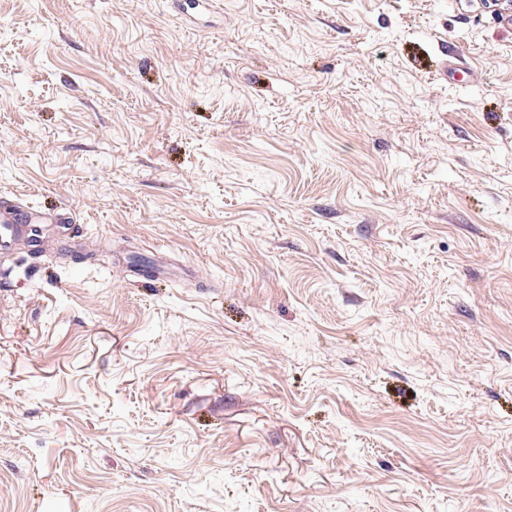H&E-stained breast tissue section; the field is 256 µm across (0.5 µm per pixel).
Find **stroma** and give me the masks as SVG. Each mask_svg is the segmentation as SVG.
Listing matches in <instances>:
<instances>
[{"label": "stroma", "mask_w": 512, "mask_h": 512, "mask_svg": "<svg viewBox=\"0 0 512 512\" xmlns=\"http://www.w3.org/2000/svg\"><path fill=\"white\" fill-rule=\"evenodd\" d=\"M188 2L0 0V512H512V25ZM74 224L73 214L59 207L50 214L25 210L17 199L0 197V250L7 251L12 244L28 235L27 224ZM169 262L167 260H163L162 257L156 259L153 264L144 265V266H135V265H119L118 270L122 274L131 273L133 275L138 276L144 280H160L169 272Z\"/></svg>", "instance_id": "obj_1"}]
</instances>
